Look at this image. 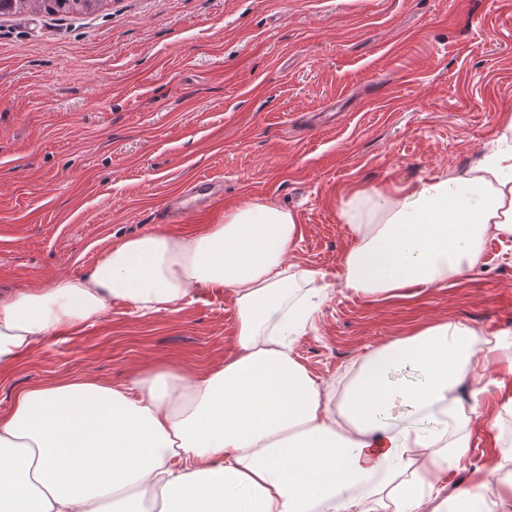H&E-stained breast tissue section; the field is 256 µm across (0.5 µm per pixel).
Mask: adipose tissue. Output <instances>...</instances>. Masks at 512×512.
<instances>
[{
    "label": "adipose tissue",
    "mask_w": 512,
    "mask_h": 512,
    "mask_svg": "<svg viewBox=\"0 0 512 512\" xmlns=\"http://www.w3.org/2000/svg\"><path fill=\"white\" fill-rule=\"evenodd\" d=\"M340 216L351 247L342 284L395 296L474 266L487 236L512 237V149L462 172L385 192L358 190ZM291 211L246 202L190 238L115 242L88 271L0 301V370L122 299L165 312L196 287L225 288L236 354L187 377L160 367L110 386L74 378L20 392L0 415V512H512L500 464L464 466L480 419L512 411V362L485 405L482 371L504 347L476 326L438 321L361 355L343 390L321 386L288 343L330 288L292 272ZM307 284L304 298L289 292Z\"/></svg>",
    "instance_id": "ef3b65f1"
}]
</instances>
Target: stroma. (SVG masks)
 Wrapping results in <instances>:
<instances>
[{
    "mask_svg": "<svg viewBox=\"0 0 512 512\" xmlns=\"http://www.w3.org/2000/svg\"><path fill=\"white\" fill-rule=\"evenodd\" d=\"M512 122V0H108L91 15L0 17V294L92 268L114 241L196 235L245 202L296 213L294 268L331 285L292 342L327 385L366 351L452 320L512 335V240L403 296L343 287L339 213L358 189L478 165ZM222 201L204 211L196 184ZM227 290L174 311L115 299L0 372L27 388L112 385L235 354Z\"/></svg>",
    "mask_w": 512,
    "mask_h": 512,
    "instance_id": "stroma-1",
    "label": "stroma"
}]
</instances>
